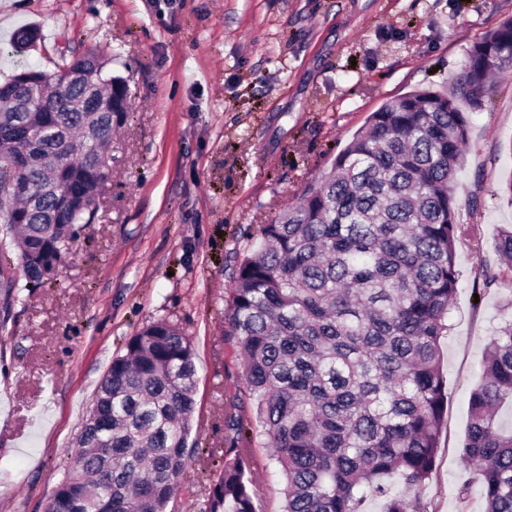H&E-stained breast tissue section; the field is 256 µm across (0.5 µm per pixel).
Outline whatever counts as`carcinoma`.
<instances>
[{
	"instance_id": "carcinoma-1",
	"label": "carcinoma",
	"mask_w": 512,
	"mask_h": 512,
	"mask_svg": "<svg viewBox=\"0 0 512 512\" xmlns=\"http://www.w3.org/2000/svg\"><path fill=\"white\" fill-rule=\"evenodd\" d=\"M512 63V18L476 43L452 91L418 89L385 102L283 210L236 265L224 340L244 388L224 409L223 467L199 512H256L251 477L262 439L285 478L282 512H436L431 479L447 413L440 341L457 290L452 184L469 121L500 62ZM93 53L28 68L0 84V224L42 284L68 242L95 220L109 180L112 129L127 116L125 81ZM99 110L81 108L86 92ZM512 269V229L498 237ZM18 297L0 263V299ZM94 405L45 512H166L198 448L187 447L195 350L161 319L130 337ZM512 321L489 337L469 397L462 444L480 476L484 512H512ZM401 490L394 493L389 479Z\"/></svg>"
}]
</instances>
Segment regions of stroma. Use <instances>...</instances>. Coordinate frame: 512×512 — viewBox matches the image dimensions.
Masks as SVG:
<instances>
[{
    "label": "stroma",
    "instance_id": "obj_1",
    "mask_svg": "<svg viewBox=\"0 0 512 512\" xmlns=\"http://www.w3.org/2000/svg\"><path fill=\"white\" fill-rule=\"evenodd\" d=\"M512 16V0H12L0 25V81L26 68L56 72L95 51L127 80L130 112L112 139L111 174L94 223L70 241V262L28 286L0 329V512H44L92 406L126 341L165 318L195 350L192 460L169 512H197L224 446L226 393L241 368L223 329L236 255L297 202L390 98L446 92L467 53ZM36 27L34 46L16 43ZM470 123L453 185L461 223L457 291L441 340L448 413L424 489L437 512H483L481 483L459 448L485 343L512 318V270L499 266L512 203V71ZM499 279L484 287L482 268ZM256 448L257 512H280L283 477ZM470 481L467 501L456 496Z\"/></svg>",
    "mask_w": 512,
    "mask_h": 512
}]
</instances>
